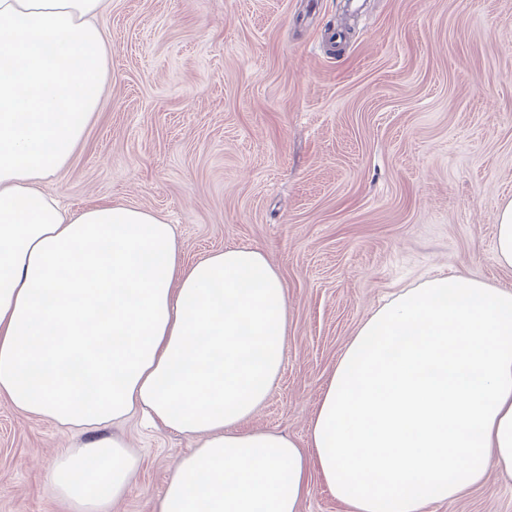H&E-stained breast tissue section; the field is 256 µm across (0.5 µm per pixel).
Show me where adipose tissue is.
I'll return each mask as SVG.
<instances>
[{"label":"adipose tissue","mask_w":512,"mask_h":512,"mask_svg":"<svg viewBox=\"0 0 512 512\" xmlns=\"http://www.w3.org/2000/svg\"><path fill=\"white\" fill-rule=\"evenodd\" d=\"M104 0H0V398L94 430L45 469L70 512H109L138 467L100 429L134 412L196 437L150 512H299L320 476L351 512H424L512 479V289L435 276L359 326L308 447L243 429L284 359L288 302L258 247L186 263L174 227L124 204L79 211L41 186L93 119Z\"/></svg>","instance_id":"1"}]
</instances>
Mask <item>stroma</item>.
Masks as SVG:
<instances>
[{
  "instance_id": "35a3bbf8",
  "label": "stroma",
  "mask_w": 512,
  "mask_h": 512,
  "mask_svg": "<svg viewBox=\"0 0 512 512\" xmlns=\"http://www.w3.org/2000/svg\"><path fill=\"white\" fill-rule=\"evenodd\" d=\"M108 76L44 187L160 213L183 258L261 247L288 301L280 374L245 429L305 443L359 325L438 274L512 288V0H105ZM142 463L110 512H149L195 438L113 426ZM74 434L0 399V512H67L42 480ZM425 512H512V481ZM495 252L502 266L512 268V200L505 203L497 213Z\"/></svg>"
}]
</instances>
